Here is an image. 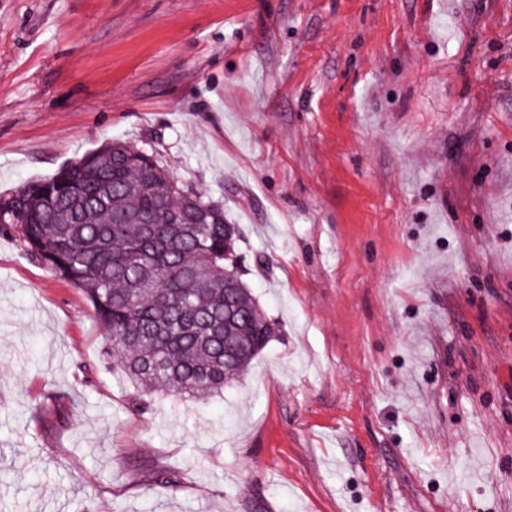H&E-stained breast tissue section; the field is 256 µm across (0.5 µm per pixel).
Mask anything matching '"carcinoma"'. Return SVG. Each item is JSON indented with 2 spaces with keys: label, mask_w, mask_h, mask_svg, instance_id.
I'll return each mask as SVG.
<instances>
[{
  "label": "carcinoma",
  "mask_w": 512,
  "mask_h": 512,
  "mask_svg": "<svg viewBox=\"0 0 512 512\" xmlns=\"http://www.w3.org/2000/svg\"><path fill=\"white\" fill-rule=\"evenodd\" d=\"M0 231L83 290L112 366L148 397L219 394L280 332L223 206L125 141L1 193Z\"/></svg>",
  "instance_id": "obj_1"
}]
</instances>
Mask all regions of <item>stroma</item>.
<instances>
[{"label": "stroma", "instance_id": "obj_1", "mask_svg": "<svg viewBox=\"0 0 512 512\" xmlns=\"http://www.w3.org/2000/svg\"><path fill=\"white\" fill-rule=\"evenodd\" d=\"M111 140L280 333L142 403L0 233V512H512V0H0V192Z\"/></svg>", "mask_w": 512, "mask_h": 512}]
</instances>
